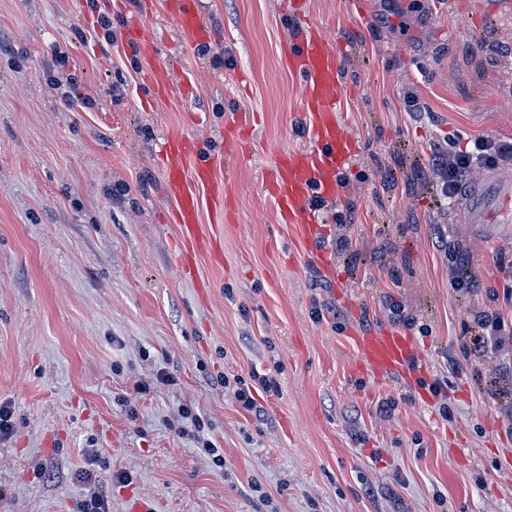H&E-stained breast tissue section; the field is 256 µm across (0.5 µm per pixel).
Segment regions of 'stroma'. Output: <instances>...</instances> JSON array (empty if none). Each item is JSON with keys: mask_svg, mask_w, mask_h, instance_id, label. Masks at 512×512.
Here are the masks:
<instances>
[{"mask_svg": "<svg viewBox=\"0 0 512 512\" xmlns=\"http://www.w3.org/2000/svg\"><path fill=\"white\" fill-rule=\"evenodd\" d=\"M284 2L188 0L211 33L192 43L170 0H0V512H78L94 493L127 512L131 492L152 512H512V381L495 377L512 346L462 351L479 313L512 318V241L454 223L414 176L434 145L512 138V9L303 0L339 54V117L359 142L324 210L328 273L266 192L279 154L310 143ZM140 27L166 87L145 76ZM411 94L432 118L410 116ZM240 113L249 152L229 172ZM171 138L224 179L223 223L203 217L220 249L184 272ZM441 234L471 291L452 287ZM373 326L415 337L413 382L358 369L351 333ZM234 377L256 412L224 387Z\"/></svg>", "mask_w": 512, "mask_h": 512, "instance_id": "1", "label": "stroma"}]
</instances>
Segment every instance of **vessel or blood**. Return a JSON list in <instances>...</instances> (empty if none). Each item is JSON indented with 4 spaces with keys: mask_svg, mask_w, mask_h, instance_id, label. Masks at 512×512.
Listing matches in <instances>:
<instances>
[{
    "mask_svg": "<svg viewBox=\"0 0 512 512\" xmlns=\"http://www.w3.org/2000/svg\"><path fill=\"white\" fill-rule=\"evenodd\" d=\"M179 25L190 42L206 39L200 18L179 11ZM298 33L288 45V62L303 87V110L310 133L308 147L280 154L266 184L280 223L296 225L304 256L323 267L331 258L327 250L316 249L315 229L322 215L312 208V196L334 198L339 175L356 153L355 140L339 120L341 109L339 56L321 29L306 16H299ZM190 153L186 140H168L162 154V175L174 204V217L189 251L204 248L200 230L202 210L224 211V183L215 178L212 165L186 166ZM460 221L484 229L496 223L500 235L512 234V172L485 174L470 181L463 197ZM359 369L378 378L409 379L420 361L419 347L404 330L371 328L355 336Z\"/></svg>",
    "mask_w": 512,
    "mask_h": 512,
    "instance_id": "b4317fda",
    "label": "vessel or blood"
}]
</instances>
